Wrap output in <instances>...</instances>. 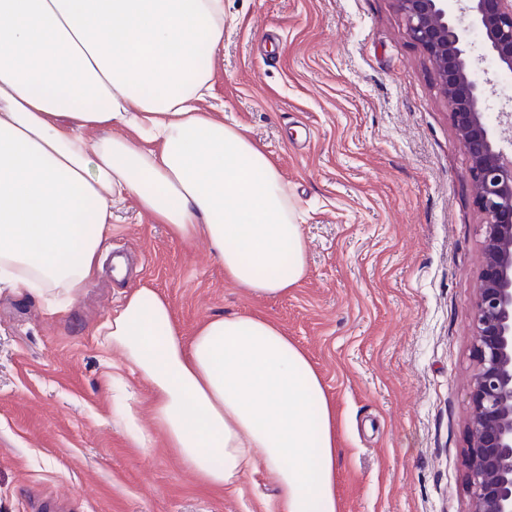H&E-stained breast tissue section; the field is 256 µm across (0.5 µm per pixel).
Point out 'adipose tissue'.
<instances>
[{
  "label": "adipose tissue",
  "instance_id": "ef3b65f1",
  "mask_svg": "<svg viewBox=\"0 0 512 512\" xmlns=\"http://www.w3.org/2000/svg\"><path fill=\"white\" fill-rule=\"evenodd\" d=\"M223 39L224 0H0V288L52 309L78 293L122 195L172 237L205 239L233 286L274 298L298 284L306 244L278 168L200 108ZM115 123L133 136L86 135ZM106 336L203 484L259 470L276 512H339L336 406L279 326L217 315L184 340L168 300L142 287Z\"/></svg>",
  "mask_w": 512,
  "mask_h": 512
}]
</instances>
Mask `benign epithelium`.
I'll list each match as a JSON object with an SVG mask.
<instances>
[{"label":"benign epithelium","mask_w":512,"mask_h":512,"mask_svg":"<svg viewBox=\"0 0 512 512\" xmlns=\"http://www.w3.org/2000/svg\"><path fill=\"white\" fill-rule=\"evenodd\" d=\"M410 39L433 66L469 157L482 214V267L472 301L474 369L468 447L470 512H512V151L499 146L474 75L470 34L512 75V0H395Z\"/></svg>","instance_id":"benign-epithelium-1"}]
</instances>
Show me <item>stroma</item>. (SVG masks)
Returning a JSON list of instances; mask_svg holds the SVG:
<instances>
[{"label": "stroma", "instance_id": "stroma-1", "mask_svg": "<svg viewBox=\"0 0 512 512\" xmlns=\"http://www.w3.org/2000/svg\"><path fill=\"white\" fill-rule=\"evenodd\" d=\"M211 103L279 168L302 215L306 274L257 299L205 241L135 199L112 206L95 277L48 314L0 292V512H262L278 490L202 485L153 423L147 383L116 407L102 334L131 289H157L183 336L260 313L320 372L341 425L339 512H469L471 301L481 214L434 71L393 0H224Z\"/></svg>", "mask_w": 512, "mask_h": 512}]
</instances>
